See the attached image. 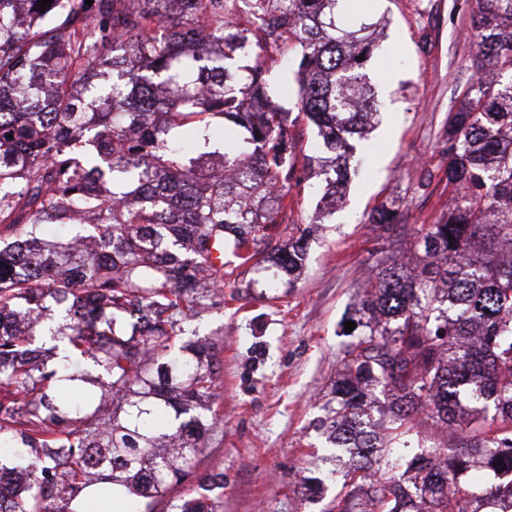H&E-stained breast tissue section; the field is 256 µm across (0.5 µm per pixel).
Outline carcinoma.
Listing matches in <instances>:
<instances>
[{
    "label": "carcinoma",
    "instance_id": "cac0c4a2",
    "mask_svg": "<svg viewBox=\"0 0 512 512\" xmlns=\"http://www.w3.org/2000/svg\"><path fill=\"white\" fill-rule=\"evenodd\" d=\"M37 2L0 0V474L23 477L0 512H106L117 486L153 504L217 423V349L182 340L188 324L223 301L224 267L302 265L301 240L268 234L294 175L287 113L226 0ZM279 2L258 31L301 48L297 107L331 153L307 165L333 171L334 205L378 111L359 59L373 39L336 33V0ZM470 29L481 65L512 70V0H476ZM445 143L452 206L414 229L415 266L372 275L319 419L351 455L347 512H512V75H477ZM37 336L53 345L32 367L17 357ZM429 424L455 437L395 474L381 447ZM477 462L501 479L478 494ZM172 510L216 512L201 494Z\"/></svg>",
    "mask_w": 512,
    "mask_h": 512
}]
</instances>
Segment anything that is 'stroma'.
Returning a JSON list of instances; mask_svg holds the SVG:
<instances>
[{"label": "stroma", "mask_w": 512, "mask_h": 512, "mask_svg": "<svg viewBox=\"0 0 512 512\" xmlns=\"http://www.w3.org/2000/svg\"><path fill=\"white\" fill-rule=\"evenodd\" d=\"M475 0H351L336 13L347 31L375 27L376 42L362 72L380 105L367 139L356 141L342 205L324 214L325 178L306 164L316 142L304 121L288 125L295 176L288 206L271 228L278 241L304 236L300 275L271 278L244 266L224 278L223 304L191 327L218 349L213 408L220 418L209 433L190 482L173 487L155 512H168L212 479L217 512H330L340 489L328 480L345 469L347 449L318 462L325 437L316 428L326 395L350 343L345 324L376 269L401 261L414 227L447 211L442 178L448 164L444 129L476 72L477 43L468 29ZM277 0H238L240 29L253 33L258 10ZM254 52L276 59L270 74L274 99L295 112L299 63L295 41L259 39ZM398 218L371 224L375 207Z\"/></svg>", "instance_id": "obj_1"}]
</instances>
